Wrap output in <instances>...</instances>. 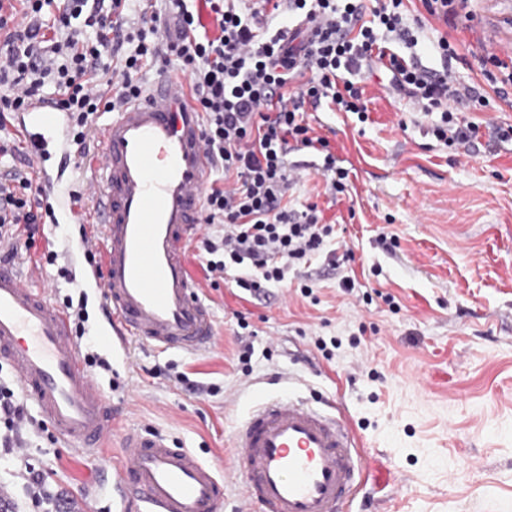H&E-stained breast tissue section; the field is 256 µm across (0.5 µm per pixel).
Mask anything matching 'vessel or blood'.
<instances>
[{
    "mask_svg": "<svg viewBox=\"0 0 512 512\" xmlns=\"http://www.w3.org/2000/svg\"><path fill=\"white\" fill-rule=\"evenodd\" d=\"M19 146L36 162L43 197H61L66 223L92 224L87 250H99L109 322L105 346L133 339L194 354L210 350L208 307L186 263L198 223L210 161L202 114L182 79L161 78L123 106L95 136L85 158L92 171L81 197L58 195L76 165L66 112L48 99L11 113ZM0 238V360L14 372L61 439L105 455L112 415L72 339L68 316L29 287L19 259ZM238 460L239 512H349L357 487L377 467L344 414L300 397L265 390L230 441ZM224 476L187 448L159 435L127 432L112 469L117 512H217Z\"/></svg>",
    "mask_w": 512,
    "mask_h": 512,
    "instance_id": "vessel-or-blood-1",
    "label": "vessel or blood"
}]
</instances>
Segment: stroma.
Here are the masks:
<instances>
[{"label": "stroma", "instance_id": "stroma-1", "mask_svg": "<svg viewBox=\"0 0 512 512\" xmlns=\"http://www.w3.org/2000/svg\"><path fill=\"white\" fill-rule=\"evenodd\" d=\"M441 33L457 44V76L480 80V42L502 58L512 52V0H468L455 29L418 31L427 65L438 63L430 44ZM387 80L379 72L364 84L367 122L326 109L311 115L350 171L348 194L325 196L315 150L289 157L306 171L289 205L317 203L336 230L327 246L335 263L322 257L296 271L311 297L283 283L250 295L234 270L211 287L188 248L216 341L204 354L133 341L109 355L110 370L92 369L115 417L110 448L127 431L156 432L231 475L224 446L253 389L318 407L334 398L369 449L392 455L407 475L388 492L387 469L371 474L357 512H512V140L494 143L488 133L512 126V107L498 100L470 113L483 129L463 156L439 144L406 101L388 97ZM36 250L58 259L25 262L28 284L56 304L86 293L88 327L100 326V288L58 274L83 262L78 225L45 224ZM242 337L252 345L245 366L236 356ZM189 380L208 394L188 392ZM28 452L49 490L63 495L78 496L98 468L49 425L30 435ZM461 459L475 470L455 483Z\"/></svg>", "mask_w": 512, "mask_h": 512}]
</instances>
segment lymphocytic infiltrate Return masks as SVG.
<instances>
[{"label": "lymphocytic infiltrate", "mask_w": 512, "mask_h": 512, "mask_svg": "<svg viewBox=\"0 0 512 512\" xmlns=\"http://www.w3.org/2000/svg\"><path fill=\"white\" fill-rule=\"evenodd\" d=\"M214 14L205 26L188 0L138 7L134 0H0V120L31 97H54L70 117L78 157L100 112L138 99L148 73L178 69L202 114V135L219 179L208 182L201 208L198 257L206 279L240 266L251 277L239 288L261 292L283 282L289 270L321 253L334 227L322 209L288 205L298 177L291 153L324 155L329 195L346 193L349 171L337 166L328 139L315 135L307 107L368 119L364 89L352 77L385 69L390 96L405 98L430 117L432 136L450 148L477 139L479 127L459 114V104L479 109L504 97L490 70L485 86L458 81L451 62L457 49L440 37L439 67L413 52L418 39L406 0H259V16L246 17L241 0H208ZM58 15L46 22L45 6ZM410 56L391 50L394 41ZM38 191L23 168L0 175V235L12 252L27 254L43 214ZM17 382L0 380V458L9 459L32 503L51 493L43 472L25 451L32 424Z\"/></svg>", "instance_id": "obj_1"}]
</instances>
